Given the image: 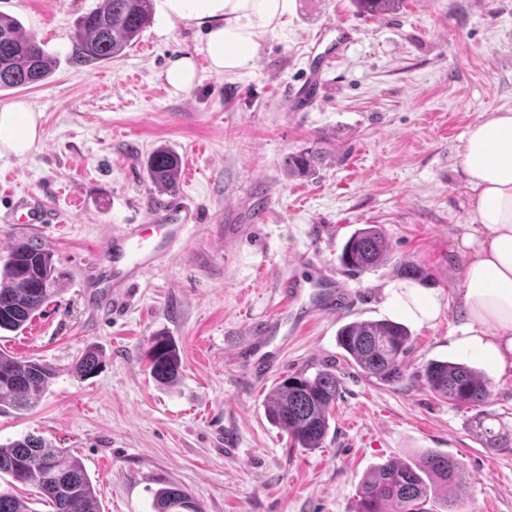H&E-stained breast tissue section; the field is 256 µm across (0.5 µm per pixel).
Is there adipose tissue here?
Instances as JSON below:
<instances>
[{"instance_id": "1", "label": "adipose tissue", "mask_w": 512, "mask_h": 512, "mask_svg": "<svg viewBox=\"0 0 512 512\" xmlns=\"http://www.w3.org/2000/svg\"><path fill=\"white\" fill-rule=\"evenodd\" d=\"M293 0H164L169 23L196 22L206 32L205 54L215 73L254 67L262 32L278 27ZM40 115L26 101L0 108V154L30 152L40 139ZM460 165L472 193L474 220L484 233L462 235L470 259L461 273L465 321L456 347L479 354L498 377L512 379V110L489 112L469 127ZM399 311L419 323L435 320L441 301L414 282L390 286Z\"/></svg>"}]
</instances>
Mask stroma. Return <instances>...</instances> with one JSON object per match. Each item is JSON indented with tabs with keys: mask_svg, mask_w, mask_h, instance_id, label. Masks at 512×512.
I'll return each mask as SVG.
<instances>
[{
	"mask_svg": "<svg viewBox=\"0 0 512 512\" xmlns=\"http://www.w3.org/2000/svg\"><path fill=\"white\" fill-rule=\"evenodd\" d=\"M98 0H0L54 58L52 77L0 91L41 112V139L23 156L0 155V217L40 197L51 224H4L0 256L34 235L54 253L60 291L28 328L0 333V350L56 373L23 414L0 411V445L28 434L80 458L100 512H153L157 489L187 490L204 512H354L375 466L415 462L427 450L465 468L449 493L455 512H512V453H493L468 424L477 410L433 393L423 369L463 362L485 374L482 408L512 433V380L452 341L464 320L457 244L473 216L459 168L468 127L512 109V0H403L385 18L351 0H294L263 34L254 67L217 74L200 66L191 91L174 95L159 74L180 54L200 55L193 22L150 24L116 59L86 64L78 20ZM354 31L343 59L322 72L317 96L300 98L308 41L328 25ZM181 158L174 193L198 215L177 253L129 287L111 291L101 269L112 233L148 223L160 195L146 160L157 147ZM320 152L314 175L288 170L290 154ZM268 208L257 223L258 208ZM380 225L391 261L359 275L340 264L355 230ZM412 261L438 292L437 320L417 324L388 302L394 263ZM350 286L341 313L314 315L285 350L269 337L273 366L256 369L250 343L274 316L278 284L325 270ZM389 319L412 335L404 379H369L338 345L349 322ZM181 356L177 381L156 382L145 353L155 334ZM97 372L76 375L87 348ZM336 374L339 395L320 448L294 447L265 416L287 376Z\"/></svg>",
	"mask_w": 512,
	"mask_h": 512,
	"instance_id": "stroma-1",
	"label": "stroma"
}]
</instances>
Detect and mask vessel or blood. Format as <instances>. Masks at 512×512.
Here are the masks:
<instances>
[{
  "instance_id": "vessel-or-blood-1",
  "label": "vessel or blood",
  "mask_w": 512,
  "mask_h": 512,
  "mask_svg": "<svg viewBox=\"0 0 512 512\" xmlns=\"http://www.w3.org/2000/svg\"><path fill=\"white\" fill-rule=\"evenodd\" d=\"M353 31L340 26L332 42H325L323 34H316L312 46L318 47L316 62L305 75L306 87H315L321 73L338 59L352 40ZM162 217L158 223L145 226L130 225L128 231L112 237V264L109 272L112 285L123 288L133 280L151 271L157 262L170 254L184 239L189 227L184 203L172 201L158 206ZM347 284L334 273H327L317 281H304L297 277L284 279L279 290L277 316L260 326L263 336L288 338L298 325L318 313H334L341 309Z\"/></svg>"
}]
</instances>
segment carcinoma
<instances>
[{
  "label": "carcinoma",
  "mask_w": 512,
  "mask_h": 512,
  "mask_svg": "<svg viewBox=\"0 0 512 512\" xmlns=\"http://www.w3.org/2000/svg\"><path fill=\"white\" fill-rule=\"evenodd\" d=\"M364 14L382 17L397 9L400 0H354ZM153 16V0H99L80 20L77 52L86 63L115 59L139 37ZM53 57L41 43L26 33L14 17L0 13V89L29 87L41 83L53 71ZM312 151L292 154L288 168L295 175L314 171ZM151 182L172 191L181 170L179 156L166 148L155 149L146 162ZM341 264L355 273L390 261V248L381 227L356 230L344 244ZM396 276L424 283L425 271L403 261L395 265ZM53 253L36 237H20L0 266V331L23 327L59 292ZM411 333L392 320H362L347 323L337 331V342L369 378L394 385L405 377L404 358L410 350ZM152 377L169 384L179 375L181 358L176 344L155 335L146 353ZM100 363L96 349L87 348L76 360L74 371L93 375ZM54 376L46 364L0 351V408L24 411L34 405ZM423 376L428 388L460 405L478 407L488 398L485 375L465 363L434 360ZM339 393V380L329 371L309 377L303 374L283 379L269 394L265 407L268 421L285 431L299 447H321L330 428V410ZM486 413L475 415L472 430L491 451H512V439L489 424ZM17 483L33 482L52 512H100L90 476L81 461L64 448L27 435L0 446V474ZM463 467L454 458L427 451L415 464L388 460L373 469L359 484L355 512H432L435 504L448 507V487L459 484ZM154 512H203L187 491L170 485L155 491ZM0 512H28L26 502L10 489H0Z\"/></svg>",
  "instance_id": "1"
}]
</instances>
